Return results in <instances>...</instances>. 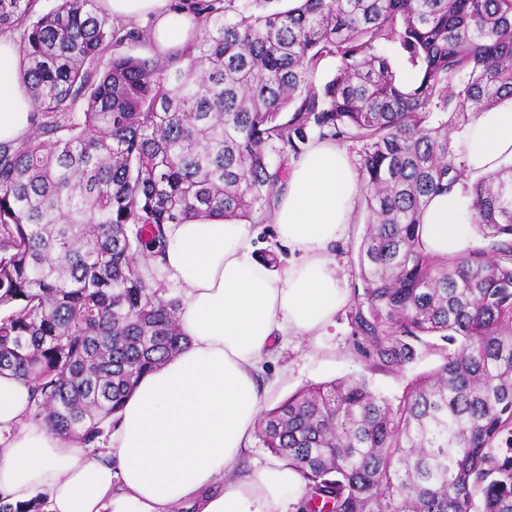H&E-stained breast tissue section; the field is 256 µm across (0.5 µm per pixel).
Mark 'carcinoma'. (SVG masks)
I'll list each match as a JSON object with an SVG mask.
<instances>
[{"label":"carcinoma","instance_id":"obj_1","mask_svg":"<svg viewBox=\"0 0 512 512\" xmlns=\"http://www.w3.org/2000/svg\"><path fill=\"white\" fill-rule=\"evenodd\" d=\"M38 2L0 0L33 102L29 132L0 142V374L31 388L34 418L97 453L186 342L153 275L167 225L264 215L288 159L330 139L355 151L368 212L357 353L401 372L424 337L448 348L396 403L361 375L263 412L264 447L301 481L293 508L512 512V165L471 182L451 139L512 97V0H197L199 33L153 58L113 51L140 36L97 0ZM457 185L490 250L432 256L423 210Z\"/></svg>","mask_w":512,"mask_h":512}]
</instances>
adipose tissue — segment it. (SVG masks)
I'll use <instances>...</instances> for the list:
<instances>
[{
  "label": "adipose tissue",
  "instance_id": "adipose-tissue-1",
  "mask_svg": "<svg viewBox=\"0 0 512 512\" xmlns=\"http://www.w3.org/2000/svg\"><path fill=\"white\" fill-rule=\"evenodd\" d=\"M171 0H100L116 22L148 23L159 53L192 38L197 15ZM32 102L19 76L17 44L0 34V142L21 139ZM470 178L512 159V98L478 113L463 138ZM359 185L345 150L312 141L291 161L272 222L296 252L276 272L255 259L253 239L234 219L199 216L167 229L164 270L181 288L177 313L187 343L148 373L127 398L104 451L89 456L33 417L25 383L0 375V494L25 503L47 497V512H280L301 485L290 470L269 467L225 484L260 418L256 376L277 345L313 337L348 295L329 251L347 231ZM419 234L433 255L460 254L473 224L461 191L432 197Z\"/></svg>",
  "mask_w": 512,
  "mask_h": 512
}]
</instances>
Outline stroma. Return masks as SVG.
<instances>
[{
	"instance_id": "obj_1",
	"label": "stroma",
	"mask_w": 512,
	"mask_h": 512,
	"mask_svg": "<svg viewBox=\"0 0 512 512\" xmlns=\"http://www.w3.org/2000/svg\"><path fill=\"white\" fill-rule=\"evenodd\" d=\"M367 220L365 207L356 205L348 231L333 251L339 264L340 285L349 292L362 286L356 250ZM248 230L254 238L257 260L278 272L293 261V253L279 239L271 221L249 225ZM354 343L351 326L342 309L336 312L321 335L292 337L281 343L258 374L264 389V407H273L304 385L359 375L366 376L375 392L389 400H399L414 376L427 373L440 363L443 345L439 337H428L426 345L419 347V356L413 364L401 372H387L371 369L368 362L356 354Z\"/></svg>"
}]
</instances>
